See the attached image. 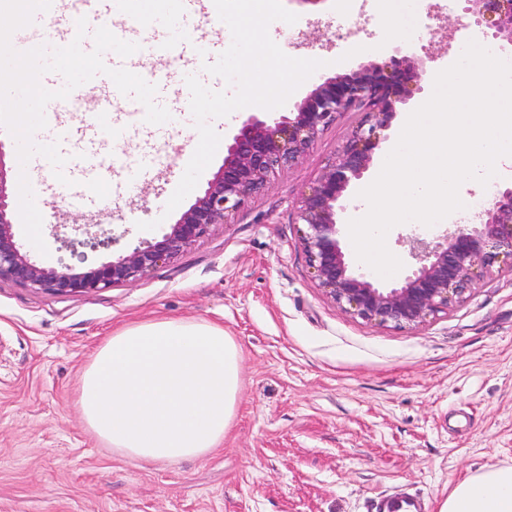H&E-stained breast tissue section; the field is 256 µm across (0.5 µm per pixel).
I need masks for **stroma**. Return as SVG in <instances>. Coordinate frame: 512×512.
Wrapping results in <instances>:
<instances>
[{
    "label": "stroma",
    "mask_w": 512,
    "mask_h": 512,
    "mask_svg": "<svg viewBox=\"0 0 512 512\" xmlns=\"http://www.w3.org/2000/svg\"><path fill=\"white\" fill-rule=\"evenodd\" d=\"M294 24H270L280 48L299 45L323 75L388 59L399 40L382 26L356 52L337 22L336 0H282ZM154 15L171 38L194 41L218 58L230 44L202 36L216 11L176 17L169 0ZM421 50L439 41L434 71L452 65L468 41L489 50L462 4L442 11L415 0ZM124 125L107 152L138 167L126 195L105 191L88 203L49 188L52 169L34 172L44 217V266L75 268L102 252L71 255V224L129 225L125 245L149 240L148 222L174 223L165 206L199 141L191 112L178 125ZM354 115L337 118L294 166L251 198L232 223L218 224L177 259L137 282L96 293L55 295L0 279V512H374L381 497L411 493L439 512L451 484L490 465L512 466V273L478 282L466 299L415 327L370 323L318 288L296 222L302 191L346 139ZM156 318L223 326L240 349V399L224 442L202 456L155 463L101 445L75 402L94 351L118 328Z\"/></svg>",
    "instance_id": "35a3bbf8"
}]
</instances>
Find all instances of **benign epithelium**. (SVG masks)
Instances as JSON below:
<instances>
[{
  "label": "benign epithelium",
  "instance_id": "7a95c632",
  "mask_svg": "<svg viewBox=\"0 0 512 512\" xmlns=\"http://www.w3.org/2000/svg\"><path fill=\"white\" fill-rule=\"evenodd\" d=\"M474 23L512 47V0H465ZM431 48L424 55L402 50L383 63L361 65L322 76L291 108L244 112L224 137V161L194 203L160 236L140 242L94 267L42 266L15 240L13 209L0 143V278L57 295L94 293L133 283L161 263L178 258L224 224L282 170L292 167L336 117L352 113L355 125L342 147L302 194L296 220L309 267L319 288L335 304L380 325L417 326L464 299L474 284L494 273L512 272V185L496 190L475 216L437 237L410 235L405 243L416 261L395 286L376 284L356 270L346 253L342 215L357 181L370 168L376 150L390 138L397 109L421 106L427 94ZM120 238L103 231L69 241L72 249H111Z\"/></svg>",
  "mask_w": 512,
  "mask_h": 512
}]
</instances>
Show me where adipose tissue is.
Masks as SVG:
<instances>
[{"mask_svg":"<svg viewBox=\"0 0 512 512\" xmlns=\"http://www.w3.org/2000/svg\"><path fill=\"white\" fill-rule=\"evenodd\" d=\"M240 352L223 327L163 319L114 333L82 373L76 404L108 448L153 462L220 447L236 412ZM439 512H512V466L457 481Z\"/></svg>","mask_w":512,"mask_h":512,"instance_id":"ef3b65f1","label":"adipose tissue"}]
</instances>
